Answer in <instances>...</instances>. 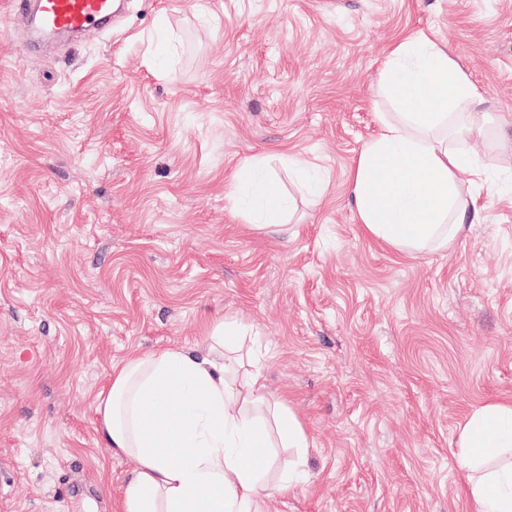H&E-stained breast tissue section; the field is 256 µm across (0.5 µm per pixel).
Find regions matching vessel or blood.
Wrapping results in <instances>:
<instances>
[{
	"label": "vessel or blood",
	"instance_id": "b4317fda",
	"mask_svg": "<svg viewBox=\"0 0 512 512\" xmlns=\"http://www.w3.org/2000/svg\"><path fill=\"white\" fill-rule=\"evenodd\" d=\"M32 19L38 31L77 32L107 21L112 0H34Z\"/></svg>",
	"mask_w": 512,
	"mask_h": 512
}]
</instances>
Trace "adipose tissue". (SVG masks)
I'll return each instance as SVG.
<instances>
[{
  "label": "adipose tissue",
  "instance_id": "1",
  "mask_svg": "<svg viewBox=\"0 0 512 512\" xmlns=\"http://www.w3.org/2000/svg\"><path fill=\"white\" fill-rule=\"evenodd\" d=\"M394 109L377 115L378 132L362 147L350 189L365 233L391 250L449 246L478 223L463 182L491 181L459 142L481 135L461 106L482 95L426 35L398 43L380 73ZM265 159L240 166L233 182L250 186L255 224L281 222L290 210ZM242 326L218 325L208 353L166 348L114 368L97 406L106 448L134 459L123 512H263L271 491L288 492L298 464L273 468L270 431L287 448L307 436L296 416L263 397L261 372L231 382L227 364ZM474 512H512V403L490 402L473 413L458 441Z\"/></svg>",
  "mask_w": 512,
  "mask_h": 512
}]
</instances>
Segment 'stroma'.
<instances>
[{
  "label": "stroma",
  "instance_id": "35a3bbf8",
  "mask_svg": "<svg viewBox=\"0 0 512 512\" xmlns=\"http://www.w3.org/2000/svg\"><path fill=\"white\" fill-rule=\"evenodd\" d=\"M0 0V512H122L105 448L112 369L249 329L238 379L308 446L267 512H473L457 443L512 402V172L468 186L448 249L364 236L349 173L388 105L379 71L419 33L480 90V160L512 152V0H126L111 29L34 47ZM269 157L292 202L258 228L231 174ZM312 164L301 187L282 163Z\"/></svg>",
  "mask_w": 512,
  "mask_h": 512
}]
</instances>
